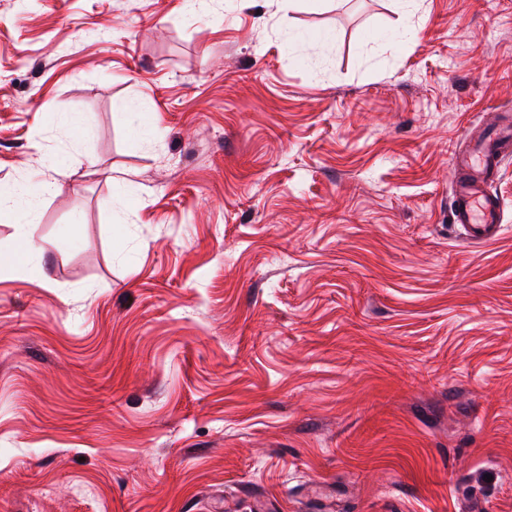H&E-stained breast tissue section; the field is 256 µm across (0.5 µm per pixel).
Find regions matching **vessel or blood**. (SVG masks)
<instances>
[{
    "instance_id": "b4317fda",
    "label": "vessel or blood",
    "mask_w": 512,
    "mask_h": 512,
    "mask_svg": "<svg viewBox=\"0 0 512 512\" xmlns=\"http://www.w3.org/2000/svg\"><path fill=\"white\" fill-rule=\"evenodd\" d=\"M511 145L512 121H504L468 141L464 149L451 157L456 177L451 217L465 242H490L503 230L504 206L490 193L489 183Z\"/></svg>"
}]
</instances>
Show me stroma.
Segmentation results:
<instances>
[{"label": "stroma", "instance_id": "35a3bbf8", "mask_svg": "<svg viewBox=\"0 0 512 512\" xmlns=\"http://www.w3.org/2000/svg\"><path fill=\"white\" fill-rule=\"evenodd\" d=\"M507 112L512 0H0V512H512ZM510 143L512 121L505 120L479 138L470 139L451 157L456 177L451 217L467 243L493 241L503 230L504 206L490 193L489 183Z\"/></svg>", "mask_w": 512, "mask_h": 512}]
</instances>
